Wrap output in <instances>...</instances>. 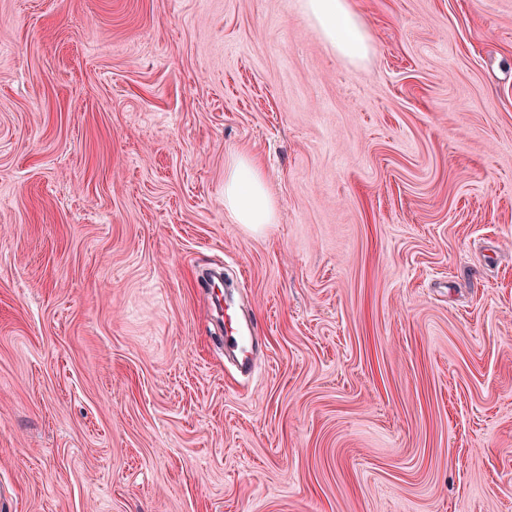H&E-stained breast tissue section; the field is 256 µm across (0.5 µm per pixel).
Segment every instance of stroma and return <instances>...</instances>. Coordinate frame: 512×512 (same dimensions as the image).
I'll return each instance as SVG.
<instances>
[{"mask_svg": "<svg viewBox=\"0 0 512 512\" xmlns=\"http://www.w3.org/2000/svg\"><path fill=\"white\" fill-rule=\"evenodd\" d=\"M353 5L0 0L5 512H512V0ZM300 7L338 56L358 61L368 55V37L349 0H302ZM224 210L252 232L277 223V204L268 191L266 174L247 154L232 151L224 158ZM224 352L238 359L239 369L247 371L249 368V354L251 352L252 334L249 329L232 324L231 317L224 331Z\"/></svg>", "mask_w": 512, "mask_h": 512, "instance_id": "35a3bbf8", "label": "stroma"}]
</instances>
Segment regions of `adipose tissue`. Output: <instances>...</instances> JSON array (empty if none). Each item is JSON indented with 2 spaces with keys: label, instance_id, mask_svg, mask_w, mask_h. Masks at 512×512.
I'll list each match as a JSON object with an SVG mask.
<instances>
[{
  "label": "adipose tissue",
  "instance_id": "ef3b65f1",
  "mask_svg": "<svg viewBox=\"0 0 512 512\" xmlns=\"http://www.w3.org/2000/svg\"><path fill=\"white\" fill-rule=\"evenodd\" d=\"M300 7L320 39L338 56L358 61L368 55L370 43L350 0H302ZM224 209L253 232L277 221V204L268 191L266 174L247 154L233 151L224 159Z\"/></svg>",
  "mask_w": 512,
  "mask_h": 512
}]
</instances>
